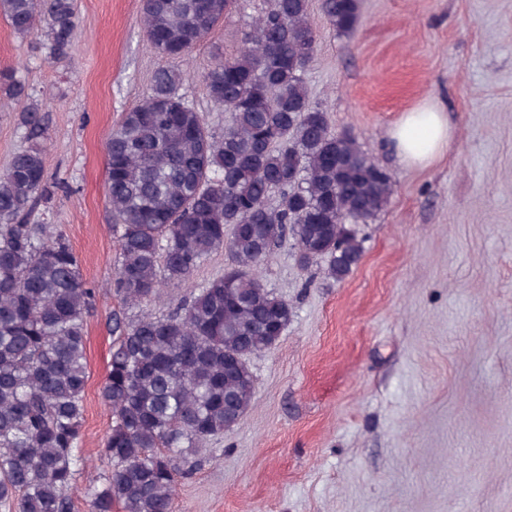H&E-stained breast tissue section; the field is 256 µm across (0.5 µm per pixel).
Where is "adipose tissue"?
I'll return each mask as SVG.
<instances>
[{
  "instance_id": "1",
  "label": "adipose tissue",
  "mask_w": 512,
  "mask_h": 512,
  "mask_svg": "<svg viewBox=\"0 0 512 512\" xmlns=\"http://www.w3.org/2000/svg\"><path fill=\"white\" fill-rule=\"evenodd\" d=\"M449 137L446 113L437 104L427 102L403 115L391 130L389 142L400 162L416 166L435 161Z\"/></svg>"
}]
</instances>
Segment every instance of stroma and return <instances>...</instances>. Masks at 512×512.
Returning a JSON list of instances; mask_svg holds the SVG:
<instances>
[{
	"label": "stroma",
	"mask_w": 512,
	"mask_h": 512,
	"mask_svg": "<svg viewBox=\"0 0 512 512\" xmlns=\"http://www.w3.org/2000/svg\"><path fill=\"white\" fill-rule=\"evenodd\" d=\"M71 54L0 17V71L16 70L46 109L49 181L64 186L33 220L58 225L96 286L87 317L89 381L71 491L112 471L99 398L112 349L106 286L115 242L105 142L165 60L146 41L142 0H76ZM262 0H243L178 67L180 92L214 130L228 115L202 76L237 52ZM319 39L306 80L335 130L350 131L394 190L356 225L364 251L342 280L300 268L292 242L261 266L291 321L255 353L252 406L202 449L173 453V512H512V0H359L348 36ZM433 101L452 137L427 166L401 163L388 133ZM19 104L0 99V171L30 147Z\"/></svg>",
	"instance_id": "obj_1"
}]
</instances>
